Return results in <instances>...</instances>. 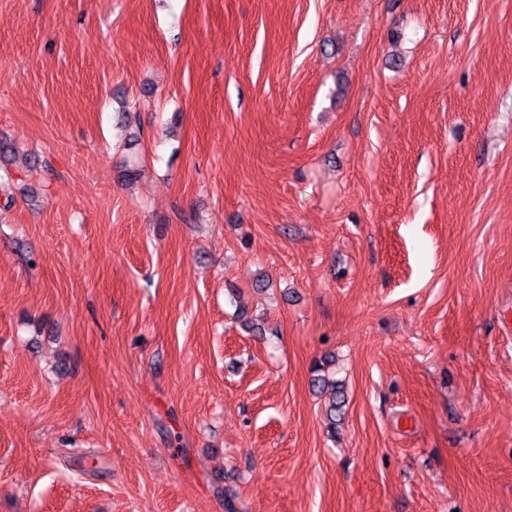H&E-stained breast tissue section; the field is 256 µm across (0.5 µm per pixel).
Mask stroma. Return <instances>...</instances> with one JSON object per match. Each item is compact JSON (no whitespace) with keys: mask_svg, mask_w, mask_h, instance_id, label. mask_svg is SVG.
Listing matches in <instances>:
<instances>
[{"mask_svg":"<svg viewBox=\"0 0 512 512\" xmlns=\"http://www.w3.org/2000/svg\"><path fill=\"white\" fill-rule=\"evenodd\" d=\"M0 142V512H512V0H0ZM323 368L321 365L317 364L312 369V379L311 383L313 387L319 389L320 393H328L329 396V417L332 420L330 425L327 427L328 430L334 432L336 428V419L332 417V412L336 416V409L340 411L342 407V403L344 402V390L342 385L338 382L329 379L325 374H321L323 372Z\"/></svg>","mask_w":512,"mask_h":512,"instance_id":"1","label":"stroma"}]
</instances>
